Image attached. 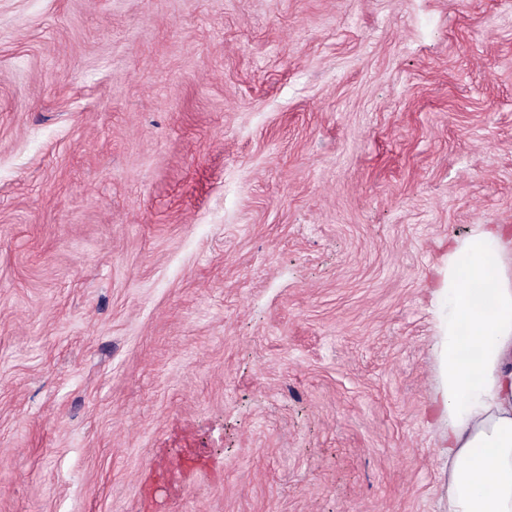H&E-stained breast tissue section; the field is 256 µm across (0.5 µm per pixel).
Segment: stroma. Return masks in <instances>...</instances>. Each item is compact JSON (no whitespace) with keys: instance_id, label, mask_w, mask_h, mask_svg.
Wrapping results in <instances>:
<instances>
[{"instance_id":"stroma-1","label":"stroma","mask_w":512,"mask_h":512,"mask_svg":"<svg viewBox=\"0 0 512 512\" xmlns=\"http://www.w3.org/2000/svg\"><path fill=\"white\" fill-rule=\"evenodd\" d=\"M483 224L503 0H0V512H442Z\"/></svg>"}]
</instances>
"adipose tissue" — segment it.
I'll return each mask as SVG.
<instances>
[{
    "label": "adipose tissue",
    "mask_w": 512,
    "mask_h": 512,
    "mask_svg": "<svg viewBox=\"0 0 512 512\" xmlns=\"http://www.w3.org/2000/svg\"><path fill=\"white\" fill-rule=\"evenodd\" d=\"M433 295L443 512H512V228L482 227L449 246Z\"/></svg>",
    "instance_id": "ef3b65f1"
}]
</instances>
